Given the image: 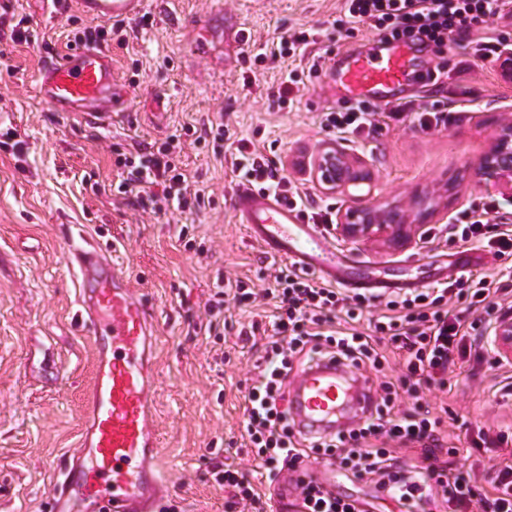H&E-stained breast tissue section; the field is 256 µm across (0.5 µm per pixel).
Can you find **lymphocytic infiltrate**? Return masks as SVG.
I'll use <instances>...</instances> for the list:
<instances>
[{"label":"lymphocytic infiltrate","instance_id":"f902f5d3","mask_svg":"<svg viewBox=\"0 0 512 512\" xmlns=\"http://www.w3.org/2000/svg\"><path fill=\"white\" fill-rule=\"evenodd\" d=\"M505 0H345L349 25L369 26L388 42L418 41L437 47L463 38L472 58L499 62L503 42L488 35L493 17ZM179 135L160 146L118 154L114 164L125 170L117 191L132 206L155 214L186 211L204 201L191 190L180 161ZM236 168L255 188L295 205L301 197L270 160L238 140ZM487 198L470 202L454 223L442 225L446 244L486 250L499 260L498 273L470 272L448 283L404 294H352L324 284L314 274L272 262L267 287L254 289L242 280H225L205 305L206 329L220 335L226 312L233 308L270 306L271 332L264 354L244 396V431L253 460L267 483L291 471L299 512H368L358 496L331 489L304 474L311 460L332 461L349 479L369 481L410 512L433 503L443 512H512V433L465 422L473 436L468 444L493 454L496 464L489 486L479 485L470 471L453 468L458 447L445 436L456 413L447 406L430 411L424 394L430 386H450L468 353L500 366L498 353L483 332L512 296V218L498 215ZM396 355L400 374L387 373ZM332 357L372 374L374 396L351 430L307 439L294 432L288 413L287 383L295 369L314 357ZM212 475L223 486L228 512L237 507L266 512L258 488L235 463L217 462Z\"/></svg>","mask_w":512,"mask_h":512}]
</instances>
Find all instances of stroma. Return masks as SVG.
Masks as SVG:
<instances>
[{
  "label": "stroma",
  "instance_id": "1",
  "mask_svg": "<svg viewBox=\"0 0 512 512\" xmlns=\"http://www.w3.org/2000/svg\"><path fill=\"white\" fill-rule=\"evenodd\" d=\"M342 6L343 0H145L151 24L127 22L125 43L112 48L126 101L97 129L52 112L33 85L45 61L93 28L76 0L54 16L42 0H17L14 10L0 13V133L26 143L19 158L0 149V512H47L48 494L78 443L94 347L73 320L69 261L85 235L127 272L158 320V464L173 484L171 504L180 512H225L224 489L210 474L213 459L233 457L251 472V455L239 441L245 388L262 349L232 334L216 339L195 324L225 274L258 280L263 257L231 207L239 182L233 156L196 144L194 131L224 122L231 139L252 141L315 207L339 214L369 203L409 212L426 232L412 244L336 239L341 251L388 279L456 278L453 246L427 238L473 199L491 197L500 213L512 214V189L480 169L498 130L512 122V80L481 61L456 78L466 41L421 52L448 72L447 85L425 86L412 76L404 88L412 99L451 103L448 126L438 132L395 124L377 103L369 131H328L325 113L348 102L324 75L281 100L292 68L348 48L372 50L374 31L346 32ZM21 21L38 34L37 46L12 40ZM236 25L249 34L241 47L229 34ZM299 30L313 34V43L296 58L276 57L281 37ZM206 31L210 42L201 53L195 44ZM185 127L182 167L204 188L203 205L154 215L116 201L115 152L162 143ZM331 148L371 172L370 194L328 193L312 180L311 163ZM420 199L428 217L413 206ZM185 224L191 232L182 241ZM501 376L473 360L450 391L433 388L426 398L494 429L512 425V405L492 396Z\"/></svg>",
  "mask_w": 512,
  "mask_h": 512
}]
</instances>
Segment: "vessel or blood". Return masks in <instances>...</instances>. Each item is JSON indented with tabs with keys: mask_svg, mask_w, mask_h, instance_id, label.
Returning a JSON list of instances; mask_svg holds the SVG:
<instances>
[{
	"mask_svg": "<svg viewBox=\"0 0 512 512\" xmlns=\"http://www.w3.org/2000/svg\"><path fill=\"white\" fill-rule=\"evenodd\" d=\"M144 0H78L99 21H130ZM418 59L407 43H381L377 51L339 53L327 68L339 97L400 103ZM35 89L53 111L99 127L117 109L112 53L98 43L71 48L38 69ZM233 209L263 257L309 271L351 291L385 294L390 286L370 267L337 250L322 225L250 184H238ZM77 315L93 340V380L82 400L79 446L67 458L63 481L48 497V512H160L171 494L158 467L159 432L153 391L158 321L130 277L93 245L73 259ZM364 379L330 358H318L288 387L296 430L308 437L351 426L366 404Z\"/></svg>",
	"mask_w": 512,
	"mask_h": 512,
	"instance_id": "vessel-or-blood-1",
	"label": "vessel or blood"
}]
</instances>
